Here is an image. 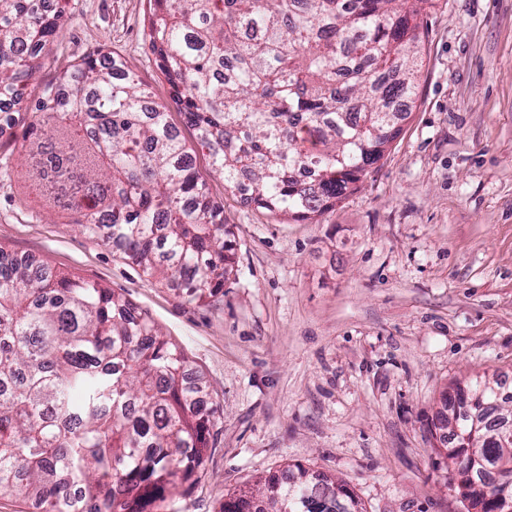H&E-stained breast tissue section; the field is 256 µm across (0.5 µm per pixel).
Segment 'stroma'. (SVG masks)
<instances>
[{
    "label": "stroma",
    "mask_w": 512,
    "mask_h": 512,
    "mask_svg": "<svg viewBox=\"0 0 512 512\" xmlns=\"http://www.w3.org/2000/svg\"><path fill=\"white\" fill-rule=\"evenodd\" d=\"M149 0H64L0 129V248L97 283L146 312L210 385L207 475L168 512H221L301 465L343 480L364 512H463L429 430L456 384L512 387V0L421 5L416 96L354 190L298 222L212 173L149 41ZM120 60L168 104L224 208L234 267L203 301L150 277L33 195L25 131L44 88L86 56Z\"/></svg>",
    "instance_id": "35a3bbf8"
}]
</instances>
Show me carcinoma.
I'll return each instance as SVG.
<instances>
[{
  "label": "carcinoma",
  "instance_id": "carcinoma-1",
  "mask_svg": "<svg viewBox=\"0 0 512 512\" xmlns=\"http://www.w3.org/2000/svg\"><path fill=\"white\" fill-rule=\"evenodd\" d=\"M429 0H153L149 39L213 171L251 203L309 220L341 201L399 132L414 94L418 3ZM60 28L35 0H0V97L20 102L32 60ZM24 166L39 195L75 215L143 271L214 297L233 270L224 208L214 203L167 107L94 57L63 97L35 105ZM310 167L318 187L291 177ZM456 387L434 425L448 485L469 507L512 512V442L496 437L494 397ZM487 424L474 438L472 404ZM217 410L189 362L144 313L109 289L0 249V496L39 512H166L206 475ZM224 512H363L342 484L299 466Z\"/></svg>",
  "mask_w": 512,
  "mask_h": 512
}]
</instances>
